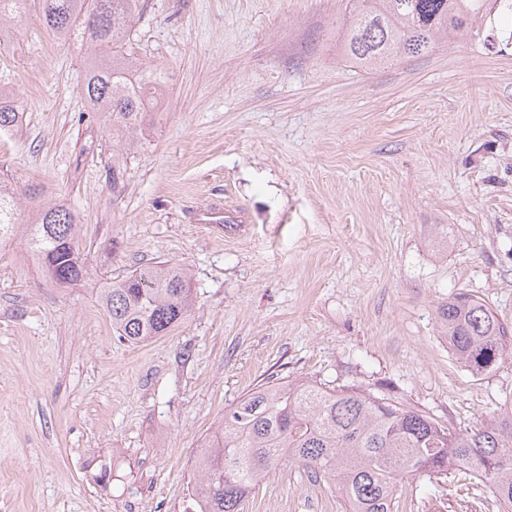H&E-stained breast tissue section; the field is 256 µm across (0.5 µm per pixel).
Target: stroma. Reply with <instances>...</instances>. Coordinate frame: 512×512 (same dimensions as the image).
<instances>
[{"label":"stroma","mask_w":512,"mask_h":512,"mask_svg":"<svg viewBox=\"0 0 512 512\" xmlns=\"http://www.w3.org/2000/svg\"><path fill=\"white\" fill-rule=\"evenodd\" d=\"M353 0H142L134 51L163 106L113 196L112 132L82 95L89 44L27 14L0 38V180L24 193L0 241V512H186L192 464L225 406L271 378L359 387L456 429L512 405V357L474 376L438 306L459 293L512 325V13L372 71L342 56ZM78 216L88 280L29 251L38 203ZM217 203L239 224H201ZM448 227V245L431 235ZM164 261L194 310L120 341L96 288ZM398 512H498L479 480H406ZM243 512H343L280 467ZM24 110L14 96L0 90V131L17 130L23 125Z\"/></svg>","instance_id":"35a3bbf8"}]
</instances>
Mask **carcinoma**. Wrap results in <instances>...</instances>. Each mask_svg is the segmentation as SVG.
Masks as SVG:
<instances>
[{
	"label": "carcinoma",
	"instance_id": "cac0c4a2",
	"mask_svg": "<svg viewBox=\"0 0 512 512\" xmlns=\"http://www.w3.org/2000/svg\"><path fill=\"white\" fill-rule=\"evenodd\" d=\"M487 0H362L344 55L363 70L422 54L474 29ZM30 0H0V30L23 19ZM38 21L58 39L77 35L95 56L83 93L121 138H134L165 94L162 73L127 50L140 0H38ZM24 110L0 90V131L23 125ZM125 158L112 150L107 178L124 185ZM16 192L0 184V240L17 228ZM28 244L51 279L82 281L87 269L76 216L37 207ZM98 299L117 335L138 344L180 324L194 305L188 276L159 263L104 283ZM440 333L476 376L512 355V327L482 300L457 294L437 309ZM338 489L345 512H395L404 480L465 474L481 481L499 512H512V409L457 430L360 388L336 391L306 380L264 382L224 408V421L194 462L192 512H242L249 495L283 463Z\"/></svg>",
	"mask_w": 512,
	"mask_h": 512
}]
</instances>
